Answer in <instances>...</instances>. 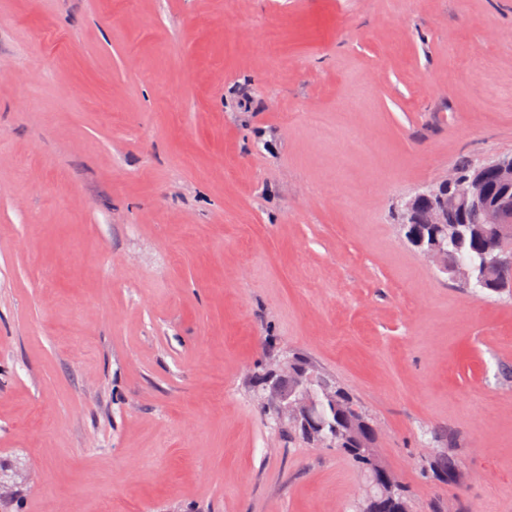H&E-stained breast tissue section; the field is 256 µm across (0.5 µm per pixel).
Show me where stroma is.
<instances>
[{
    "instance_id": "obj_1",
    "label": "stroma",
    "mask_w": 512,
    "mask_h": 512,
    "mask_svg": "<svg viewBox=\"0 0 512 512\" xmlns=\"http://www.w3.org/2000/svg\"><path fill=\"white\" fill-rule=\"evenodd\" d=\"M507 153L512 0H0V512H353L285 355L416 512H512V295L395 222ZM267 383L272 393L271 408L278 421L288 420V413L292 412L295 404H304L303 413L309 418L311 403L303 397L302 373L293 372L288 379V360L281 371L268 377Z\"/></svg>"
}]
</instances>
